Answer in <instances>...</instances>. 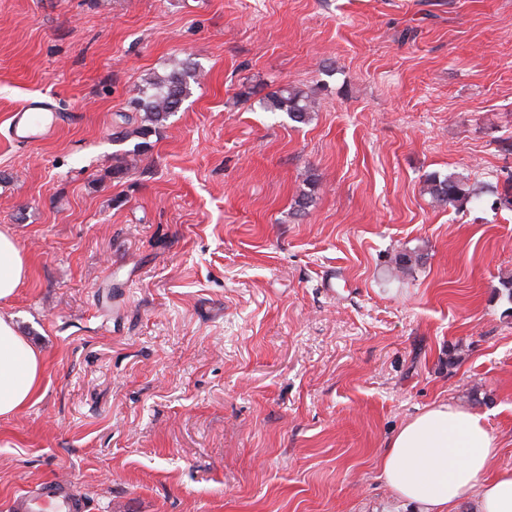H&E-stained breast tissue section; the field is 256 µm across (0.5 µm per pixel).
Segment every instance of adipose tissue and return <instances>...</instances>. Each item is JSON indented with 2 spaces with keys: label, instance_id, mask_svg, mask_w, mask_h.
Wrapping results in <instances>:
<instances>
[{
  "label": "adipose tissue",
  "instance_id": "ef3b65f1",
  "mask_svg": "<svg viewBox=\"0 0 512 512\" xmlns=\"http://www.w3.org/2000/svg\"><path fill=\"white\" fill-rule=\"evenodd\" d=\"M27 254L0 232V302L25 284ZM45 360L12 316L0 313V417H10L39 394ZM496 439L481 414L446 403L427 407L389 441L381 476L401 500L419 512H452L471 501L473 512H512V470L488 476Z\"/></svg>",
  "mask_w": 512,
  "mask_h": 512
}]
</instances>
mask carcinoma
<instances>
[{
	"label": "carcinoma",
	"instance_id": "1",
	"mask_svg": "<svg viewBox=\"0 0 512 512\" xmlns=\"http://www.w3.org/2000/svg\"><path fill=\"white\" fill-rule=\"evenodd\" d=\"M198 72L191 58L176 59L169 72L156 75L146 82L139 95L130 103V111L120 114L122 124L129 129L120 131L117 141H126L133 136L142 141L133 145L131 153L137 154L145 147L143 138L156 131L159 126L177 112L190 94L191 83L197 81ZM261 108L266 112H283L300 124L312 120L317 111V101L303 89L286 85L262 98ZM425 191L437 206L461 209L478 194L477 186L469 179L454 176L433 175L426 181Z\"/></svg>",
	"mask_w": 512,
	"mask_h": 512
}]
</instances>
